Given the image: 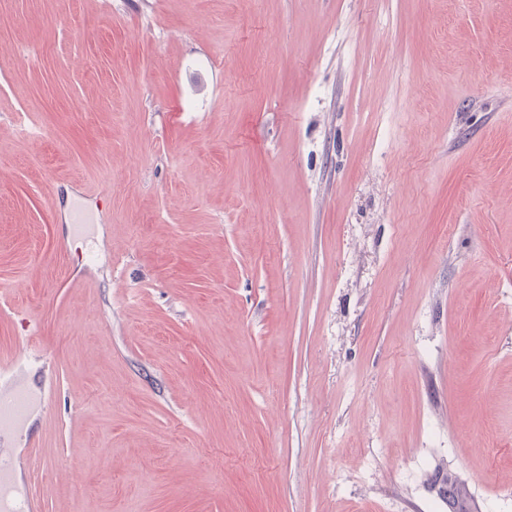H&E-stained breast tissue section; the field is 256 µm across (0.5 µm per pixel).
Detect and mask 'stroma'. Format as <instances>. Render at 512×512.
Here are the masks:
<instances>
[{
  "label": "stroma",
  "instance_id": "1",
  "mask_svg": "<svg viewBox=\"0 0 512 512\" xmlns=\"http://www.w3.org/2000/svg\"><path fill=\"white\" fill-rule=\"evenodd\" d=\"M0 48L42 512H512V0H0Z\"/></svg>",
  "mask_w": 512,
  "mask_h": 512
}]
</instances>
